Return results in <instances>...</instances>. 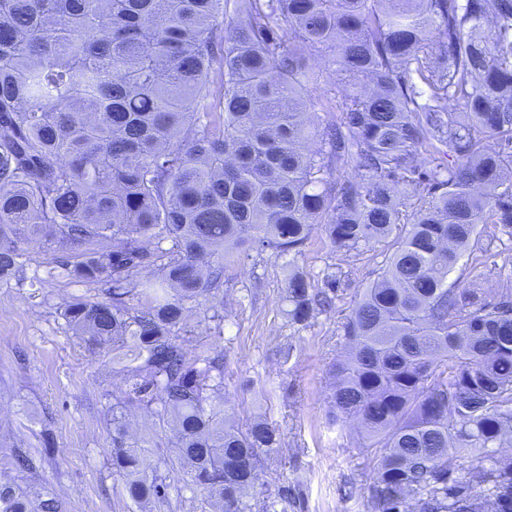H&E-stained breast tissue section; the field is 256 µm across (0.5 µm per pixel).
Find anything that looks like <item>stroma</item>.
I'll return each instance as SVG.
<instances>
[{"instance_id":"obj_1","label":"stroma","mask_w":512,"mask_h":512,"mask_svg":"<svg viewBox=\"0 0 512 512\" xmlns=\"http://www.w3.org/2000/svg\"><path fill=\"white\" fill-rule=\"evenodd\" d=\"M498 234L487 225L481 247L461 258L451 280L495 294L512 275V248ZM388 249L340 253L315 229L298 266L318 283L340 275L347 289L304 326L288 318L286 261L268 251L225 259L223 288L189 314L185 348L223 354L224 398L239 424L261 418L281 434L252 491L270 512H369L377 460L362 448L356 424L331 422L329 369L344 352L342 325ZM63 254L54 243L26 244L16 274L0 282V481L43 487L62 512H211L177 459L169 427L141 407L130 410L132 428L149 441L148 460L174 491L142 508L113 474L112 405L126 391L125 377L111 348H88L63 317L72 298L104 297L101 286L49 276ZM217 309L225 316L219 323L211 319ZM18 449L36 456L35 470L12 467Z\"/></svg>"}]
</instances>
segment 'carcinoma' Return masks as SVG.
Returning a JSON list of instances; mask_svg holds the SVG:
<instances>
[{
	"instance_id": "carcinoma-1",
	"label": "carcinoma",
	"mask_w": 512,
	"mask_h": 512,
	"mask_svg": "<svg viewBox=\"0 0 512 512\" xmlns=\"http://www.w3.org/2000/svg\"><path fill=\"white\" fill-rule=\"evenodd\" d=\"M327 74L334 100L311 95ZM509 173L512 0H0V279L40 240L107 286L63 316L126 377L112 472L137 504L170 485L134 405L173 423L221 512H253L279 431L239 425L224 356L177 332L253 252L293 256L292 322L331 307L337 276L316 288L294 260L320 224L345 253L393 239L330 370L336 423L377 457L370 512H512V281L493 300L448 283L480 225L512 237ZM0 512L59 504L0 482Z\"/></svg>"
}]
</instances>
